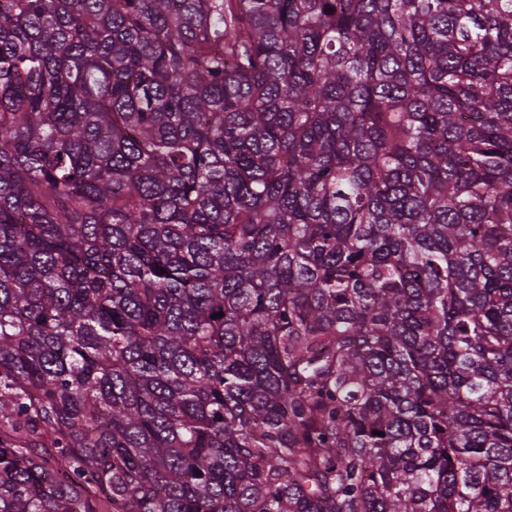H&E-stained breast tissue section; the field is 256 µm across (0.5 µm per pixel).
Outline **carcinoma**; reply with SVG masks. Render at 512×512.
Segmentation results:
<instances>
[{
    "label": "carcinoma",
    "instance_id": "cac0c4a2",
    "mask_svg": "<svg viewBox=\"0 0 512 512\" xmlns=\"http://www.w3.org/2000/svg\"><path fill=\"white\" fill-rule=\"evenodd\" d=\"M0 512H512V0H0Z\"/></svg>",
    "mask_w": 512,
    "mask_h": 512
}]
</instances>
